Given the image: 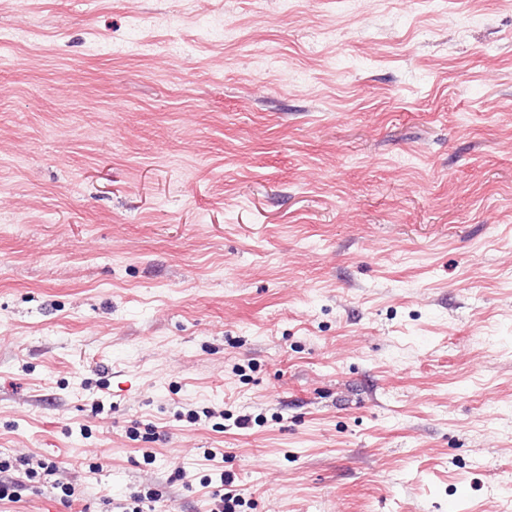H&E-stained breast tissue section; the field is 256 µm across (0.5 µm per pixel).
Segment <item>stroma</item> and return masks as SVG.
Returning <instances> with one entry per match:
<instances>
[{
    "instance_id": "stroma-1",
    "label": "stroma",
    "mask_w": 512,
    "mask_h": 512,
    "mask_svg": "<svg viewBox=\"0 0 512 512\" xmlns=\"http://www.w3.org/2000/svg\"><path fill=\"white\" fill-rule=\"evenodd\" d=\"M1 31L0 512H512V0Z\"/></svg>"
}]
</instances>
